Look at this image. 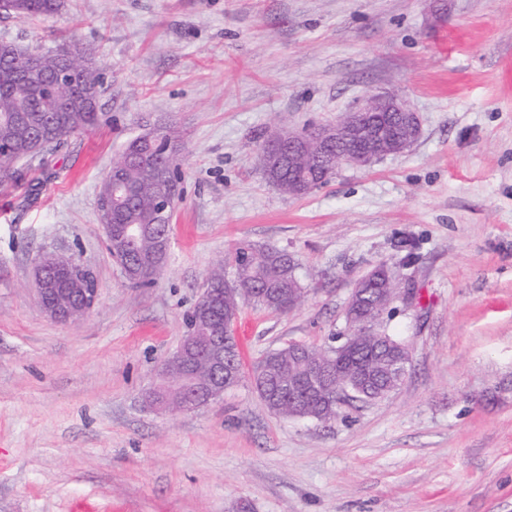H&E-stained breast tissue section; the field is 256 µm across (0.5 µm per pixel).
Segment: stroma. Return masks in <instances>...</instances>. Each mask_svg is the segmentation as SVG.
Here are the masks:
<instances>
[{
	"label": "stroma",
	"mask_w": 512,
	"mask_h": 512,
	"mask_svg": "<svg viewBox=\"0 0 512 512\" xmlns=\"http://www.w3.org/2000/svg\"><path fill=\"white\" fill-rule=\"evenodd\" d=\"M1 40L86 49L103 93L97 128L0 185V512H512V0H63L0 15ZM385 92L420 120L408 150L301 197L265 180L268 131ZM153 125L177 136L183 197L163 271L135 288L97 201ZM241 242L287 251L305 289L285 314L242 307L244 369L333 345L384 263L413 292L381 321L411 350L401 385L328 423L277 416L247 379L193 411L150 406L208 271ZM51 251L94 272L80 323L39 306ZM12 1V9L3 14L12 15L18 19H30L47 17L58 12L62 6V0H9Z\"/></svg>",
	"instance_id": "obj_1"
}]
</instances>
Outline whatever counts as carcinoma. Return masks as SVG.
<instances>
[{"label": "carcinoma", "mask_w": 512, "mask_h": 512, "mask_svg": "<svg viewBox=\"0 0 512 512\" xmlns=\"http://www.w3.org/2000/svg\"><path fill=\"white\" fill-rule=\"evenodd\" d=\"M62 0H12L8 14L18 19L47 17L58 12ZM33 53L11 43L0 51V143L10 146V153L0 157V185L17 183L21 179L15 163L23 160L46 162L48 150L69 137L88 131L101 121L98 112L101 83L95 74L93 59L85 60L72 47L61 45L56 52L39 55V60L50 77L65 68L79 74L71 96L81 107L69 112L59 106L54 90L46 86L30 85L22 81L23 72L32 62ZM280 134L272 130L259 144L258 152L263 172L270 183L280 191L294 196L304 195L328 182L336 174V154H344L347 147L331 146L324 156L316 159L305 149L292 158L291 174H278L268 166L265 147ZM127 149L135 152L139 162L124 169L121 177L129 196L119 192L112 198V220L121 224H138L142 234L127 243L118 231H112L110 253L120 260L129 284L140 287L152 283L161 269L150 265L157 251L160 237L155 226L157 204L161 189L156 169H179L178 143L170 129L159 130L156 140L131 141ZM233 279H226L224 262L211 268L207 287L211 288L209 301L217 305L228 322H233L240 304L251 302L274 313H286L290 303L302 299L304 291L297 276V264L288 252L271 245L240 243L230 252ZM39 261L58 281L66 282L70 268L76 263L71 255L45 253ZM366 300L379 303L398 287L389 268L381 264L355 284ZM310 350L332 361L338 371L345 367L360 370L367 386L360 391V401H376L384 394L388 380L382 375L383 362L373 351H362L344 363L336 351L315 346ZM296 368L288 364V348L264 355L257 363L254 384L267 408L286 418L294 417V410L302 406L314 419L327 422L337 415L336 390L353 382L341 378L336 388L320 397H313L302 389H288Z\"/></svg>", "instance_id": "1"}]
</instances>
